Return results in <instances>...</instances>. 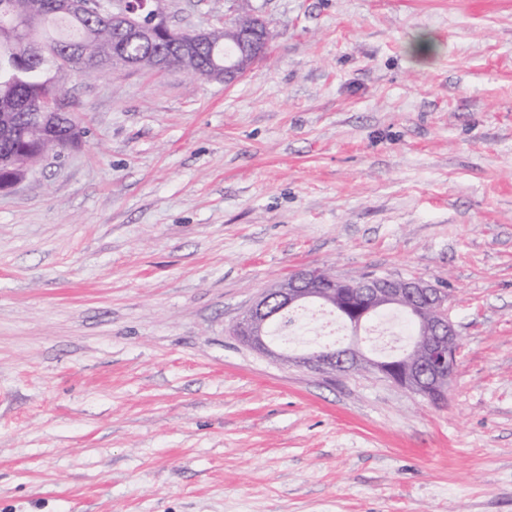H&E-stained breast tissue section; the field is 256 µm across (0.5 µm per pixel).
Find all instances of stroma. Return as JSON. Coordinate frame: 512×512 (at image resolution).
Masks as SVG:
<instances>
[{"instance_id": "stroma-1", "label": "stroma", "mask_w": 512, "mask_h": 512, "mask_svg": "<svg viewBox=\"0 0 512 512\" xmlns=\"http://www.w3.org/2000/svg\"><path fill=\"white\" fill-rule=\"evenodd\" d=\"M249 7L233 84L70 73L80 146L0 193V512H512V0ZM300 267L445 291L446 400L234 336Z\"/></svg>"}]
</instances>
